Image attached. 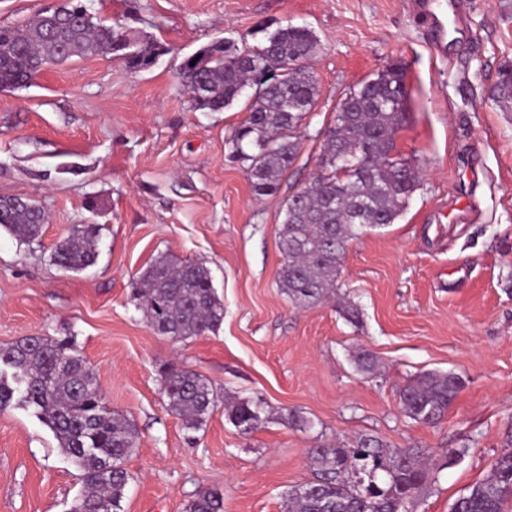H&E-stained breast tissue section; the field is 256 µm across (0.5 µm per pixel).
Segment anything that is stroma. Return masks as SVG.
<instances>
[{"instance_id":"35a3bbf8","label":"stroma","mask_w":512,"mask_h":512,"mask_svg":"<svg viewBox=\"0 0 512 512\" xmlns=\"http://www.w3.org/2000/svg\"><path fill=\"white\" fill-rule=\"evenodd\" d=\"M82 2L169 52L140 73L109 55L75 57L0 89V196L35 200L48 217L30 244L0 229V346L74 337L108 409L138 431L123 512H184L207 488L223 492L224 512H283L285 492L313 478L310 448L360 436L423 449L430 477L413 512H450L487 479L512 425V111L490 97L512 65V0H465L444 46L407 0ZM287 24L319 40L318 106L278 195L259 199L226 145L243 104L192 110L176 68L216 39L254 45L260 27ZM395 63L408 92L395 150L420 185L394 224L349 244L334 297L294 308L276 284L281 201L315 173L319 132L345 92ZM85 224L98 228L96 262L62 270L50 254ZM161 254L207 266L224 302L217 329L175 342L148 325L131 290ZM361 348L375 374L356 369ZM173 365L206 378L219 401L199 431L162 393ZM433 370L464 386L441 422L419 424L399 391ZM257 396L268 419L241 434L222 404ZM291 410L310 428L289 426ZM449 448L467 454L440 469ZM81 489L33 409L0 411V512H70Z\"/></svg>"}]
</instances>
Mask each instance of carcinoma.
<instances>
[{"label":"carcinoma","instance_id":"1","mask_svg":"<svg viewBox=\"0 0 512 512\" xmlns=\"http://www.w3.org/2000/svg\"><path fill=\"white\" fill-rule=\"evenodd\" d=\"M65 0L57 14L42 10L20 25H0V88L26 84L41 66L112 50L132 73L154 66L169 52L156 39H138L121 21L111 25L78 14ZM318 40L304 26H280L263 42L245 47L217 39L185 58L177 78L195 110L219 112L245 100L247 118L227 141L230 155L247 164L255 196L279 193L281 181L303 145L301 126L316 107L319 89L312 68L291 64L314 57ZM195 65H190V62ZM268 77L256 81L259 74ZM407 91L401 67L390 65L345 94L322 132L317 172L281 202L278 246L284 263L279 288L297 308L328 298L350 242L367 230L394 223L417 190L420 170L394 154V138L406 115ZM492 99L512 105V65L502 69ZM46 215L38 205L13 197L0 200V228L19 240L41 237ZM93 224L59 242L51 259L66 271L95 263ZM134 299L149 326L176 341L202 336L224 320V303L212 287L210 271L199 262L172 263L157 257L138 277ZM359 372L370 374L376 360L354 355ZM0 411L16 403L32 406L50 428L59 448L82 472L84 491L71 512H121L129 475L125 462L137 448L138 432L123 415L107 409L96 373L70 336H26L0 347ZM463 387L452 373L425 372L399 392L405 415L437 424ZM164 394L186 428L197 430L211 415L216 396L210 382L186 368L166 370ZM241 433L267 420L265 402L245 398L227 409ZM490 476L459 498L452 512H512V427ZM314 481L288 490L284 512H409L428 478L419 448H390L373 436L320 444L308 451ZM185 512H224V494L199 492Z\"/></svg>","mask_w":512,"mask_h":512}]
</instances>
